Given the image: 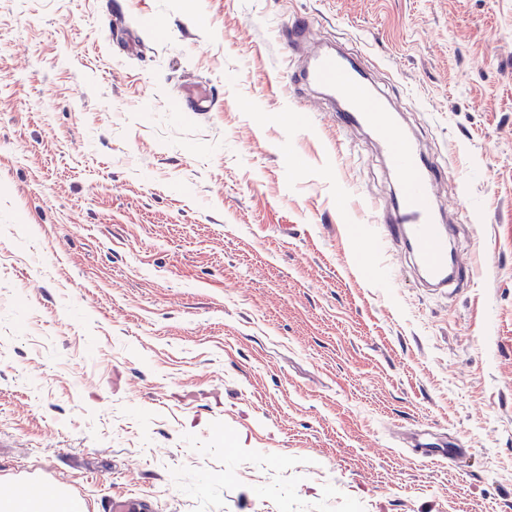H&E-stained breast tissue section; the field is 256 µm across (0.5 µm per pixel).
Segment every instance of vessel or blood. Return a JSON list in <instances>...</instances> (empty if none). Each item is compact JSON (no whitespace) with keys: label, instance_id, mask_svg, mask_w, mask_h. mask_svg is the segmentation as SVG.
Wrapping results in <instances>:
<instances>
[{"label":"vessel or blood","instance_id":"1","mask_svg":"<svg viewBox=\"0 0 512 512\" xmlns=\"http://www.w3.org/2000/svg\"><path fill=\"white\" fill-rule=\"evenodd\" d=\"M293 82L320 88L340 101L332 115L337 129L364 126L373 133L394 179L389 214L373 229L379 244L400 246L426 287L444 291L470 282L473 272L460 266L453 246L458 227L445 222L436 193L444 171L426 160L416 137L384 104L365 72L344 55L315 50ZM408 447L437 462H459L467 455L466 449L427 430L415 434Z\"/></svg>","mask_w":512,"mask_h":512}]
</instances>
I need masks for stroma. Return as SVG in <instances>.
<instances>
[{
	"label": "stroma",
	"instance_id": "1",
	"mask_svg": "<svg viewBox=\"0 0 512 512\" xmlns=\"http://www.w3.org/2000/svg\"><path fill=\"white\" fill-rule=\"evenodd\" d=\"M301 16L447 170L455 296L293 94ZM44 470L85 512H512V0H0V486ZM432 440H436V442H431ZM407 448L415 452L416 456L437 462L448 460L460 462L467 455L466 448H457L454 444L448 447L446 437L438 436L427 430H421L419 433L415 434L407 444Z\"/></svg>",
	"mask_w": 512,
	"mask_h": 512
}]
</instances>
